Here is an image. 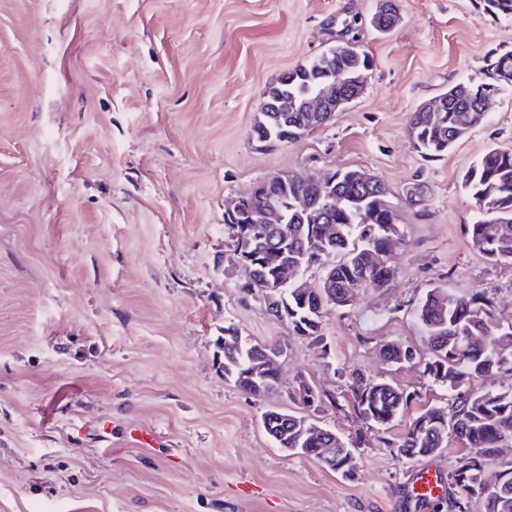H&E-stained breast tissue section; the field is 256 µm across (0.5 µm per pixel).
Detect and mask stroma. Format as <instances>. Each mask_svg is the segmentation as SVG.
<instances>
[{
    "mask_svg": "<svg viewBox=\"0 0 512 512\" xmlns=\"http://www.w3.org/2000/svg\"><path fill=\"white\" fill-rule=\"evenodd\" d=\"M379 5L0 0V512H424L405 487L427 466L447 474L460 448L410 459L386 443L450 401L423 372L415 311L429 288L493 298L512 318V265L469 245L480 214L460 186L487 150L512 149V87L434 161L408 118L448 84L486 79L512 18L479 0H399L381 34ZM347 43L373 66L345 112L287 145L253 140L265 87ZM345 168L384 180L408 245L391 288L327 311L324 354L244 290L224 203L275 173ZM228 326L284 348L276 394L225 379ZM391 343L416 362L386 360ZM353 369L419 398L364 424ZM301 376L336 398L317 421L353 443L352 479L262 427L269 409L299 413Z\"/></svg>",
    "mask_w": 512,
    "mask_h": 512,
    "instance_id": "stroma-1",
    "label": "stroma"
}]
</instances>
